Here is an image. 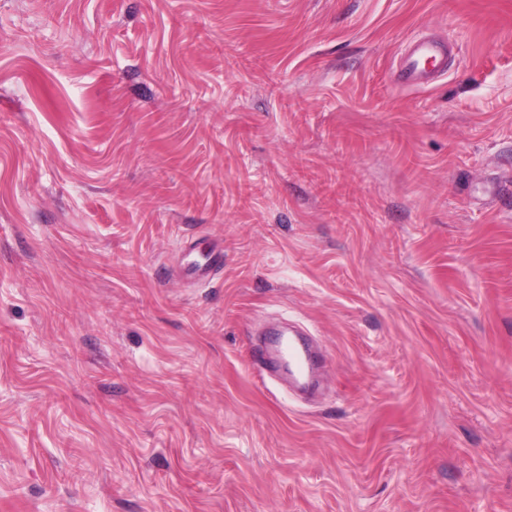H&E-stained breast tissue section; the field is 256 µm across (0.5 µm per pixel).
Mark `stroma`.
<instances>
[{
  "instance_id": "1",
  "label": "stroma",
  "mask_w": 512,
  "mask_h": 512,
  "mask_svg": "<svg viewBox=\"0 0 512 512\" xmlns=\"http://www.w3.org/2000/svg\"><path fill=\"white\" fill-rule=\"evenodd\" d=\"M0 512H512V0H0ZM449 47L431 37H421L405 49L400 63L401 82L406 86L428 85L448 65ZM222 263H224V252L221 248H216L201 259L192 260L186 273L192 278L203 280L220 269ZM267 336L269 344L280 357L281 361L292 367L295 372L304 376L311 369V357L307 347L295 339H288L282 331H270Z\"/></svg>"
}]
</instances>
